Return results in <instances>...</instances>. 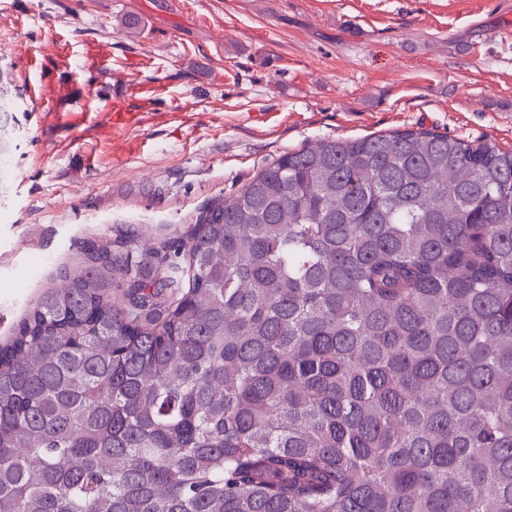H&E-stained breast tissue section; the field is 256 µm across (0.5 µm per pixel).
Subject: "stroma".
I'll return each mask as SVG.
<instances>
[{"instance_id":"obj_1","label":"stroma","mask_w":512,"mask_h":512,"mask_svg":"<svg viewBox=\"0 0 512 512\" xmlns=\"http://www.w3.org/2000/svg\"><path fill=\"white\" fill-rule=\"evenodd\" d=\"M5 3L0 341L89 242L177 236L285 152L412 128L512 149V0Z\"/></svg>"}]
</instances>
